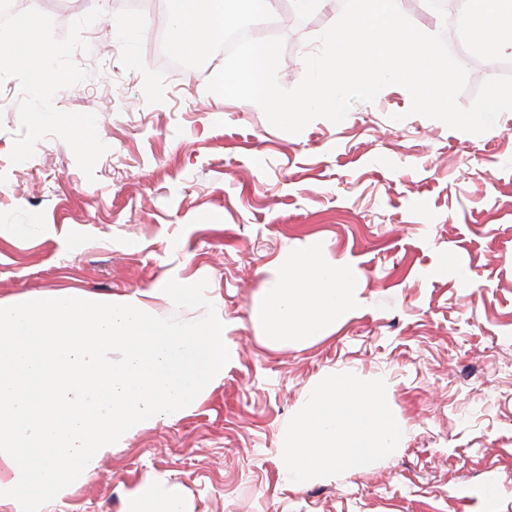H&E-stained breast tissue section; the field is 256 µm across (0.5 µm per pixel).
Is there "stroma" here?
<instances>
[{
  "mask_svg": "<svg viewBox=\"0 0 512 512\" xmlns=\"http://www.w3.org/2000/svg\"><path fill=\"white\" fill-rule=\"evenodd\" d=\"M397 5L444 33L468 70L469 106L492 76L481 50L417 0ZM20 6L50 15L60 37L102 8L82 33V67L127 77L112 93L78 84L53 99L97 115L108 150L94 179L55 136L24 174L0 170L15 185L0 198V303L109 301L204 279L231 352L185 414L99 455L41 512H162L163 496L135 495L148 476L179 489L185 512H512V113L472 135L409 115V93L391 85L341 123L290 134L261 108L208 95L210 72L173 86L152 41L113 54L111 18L162 28L166 0L140 15L118 0ZM340 13L330 0L305 24L282 18L283 87L300 82ZM311 247L355 269L360 306L319 340L269 346L252 305L283 260ZM330 380L386 387L403 439L363 468L300 480L281 436Z\"/></svg>",
  "mask_w": 512,
  "mask_h": 512,
  "instance_id": "1",
  "label": "stroma"
}]
</instances>
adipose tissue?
<instances>
[{
	"label": "adipose tissue",
	"instance_id": "obj_1",
	"mask_svg": "<svg viewBox=\"0 0 512 512\" xmlns=\"http://www.w3.org/2000/svg\"><path fill=\"white\" fill-rule=\"evenodd\" d=\"M472 18L488 30L483 40L496 52L512 50V0H468ZM358 277L351 268L309 254L298 265L281 264L274 280L255 301L251 318L269 345L291 338L318 339L360 304ZM400 430L380 395L358 392L348 384L326 381L314 386L306 409L281 438L290 471L301 480L365 465L396 447Z\"/></svg>",
	"mask_w": 512,
	"mask_h": 512
}]
</instances>
